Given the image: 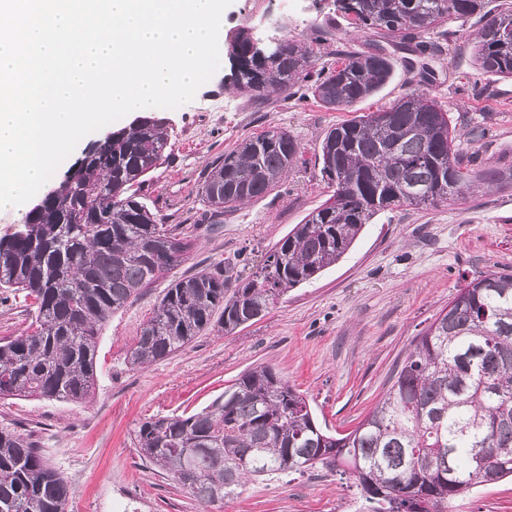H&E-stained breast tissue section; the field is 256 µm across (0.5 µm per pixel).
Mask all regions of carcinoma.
<instances>
[{
	"label": "carcinoma",
	"instance_id": "carcinoma-1",
	"mask_svg": "<svg viewBox=\"0 0 512 512\" xmlns=\"http://www.w3.org/2000/svg\"><path fill=\"white\" fill-rule=\"evenodd\" d=\"M346 25L373 31L419 60L420 79L391 103L330 127L320 173L333 194L265 254L251 275L226 261L175 279L134 337L128 364L145 368L210 330L226 335L263 318L351 248L379 213L434 206L512 185V169L475 168L456 146L450 112L431 94L441 49L429 31L478 15L475 68L512 77V9L488 0H333ZM282 36L262 52L246 29L228 46L238 93L262 99L310 82L327 109L346 111L391 78L386 49L336 52ZM163 119L142 116L95 141L59 182L0 238V288L32 299L27 333L0 342V398L80 403L95 385L101 324L158 275L184 262L192 242L140 196L144 177L169 161ZM298 140L273 127L242 140L201 188L212 215L273 189L301 158ZM512 274L470 280L419 337L385 395L348 433L331 434L308 400L269 367H256L202 410L150 418L138 452L201 504L223 502L255 478L338 467L360 486L368 512H447L482 484L476 458L512 477ZM0 512H68V487L24 437L0 428Z\"/></svg>",
	"mask_w": 512,
	"mask_h": 512
}]
</instances>
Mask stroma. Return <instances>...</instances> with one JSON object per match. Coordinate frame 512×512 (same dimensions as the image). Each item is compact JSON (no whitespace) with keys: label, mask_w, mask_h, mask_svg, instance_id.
<instances>
[{"label":"stroma","mask_w":512,"mask_h":512,"mask_svg":"<svg viewBox=\"0 0 512 512\" xmlns=\"http://www.w3.org/2000/svg\"><path fill=\"white\" fill-rule=\"evenodd\" d=\"M332 0H233L224 33L288 34L308 42L336 23ZM481 22L448 23L430 33L441 44L434 93L449 107L461 150L482 164L512 167V78L478 72L470 33ZM411 75L390 81L347 111L329 110L310 85L247 101L233 91L229 61L195 101L163 110L175 142L168 164L142 193L168 225L188 233V259L164 273L102 326L95 388L86 403L37 396L0 399V427L39 448L67 482L82 512H350L363 499L354 477L318 469L249 482L239 495L204 510L169 477L143 463L133 440L145 419L202 410L246 370L269 366L309 401L321 425L347 433L368 414L417 336L459 287L474 277L512 274V187L428 209L378 214L352 248L317 279L288 291L268 315L232 335L204 333L144 369L128 350L170 280L212 270L227 258L250 273L294 224L330 195L316 155L325 131L399 97ZM224 103L201 112L199 101ZM284 126L300 142L298 166L268 194L211 217L201 184L242 138ZM32 312L23 295L0 290V339L25 333ZM448 512H512V478L473 489Z\"/></svg>","instance_id":"obj_1"}]
</instances>
